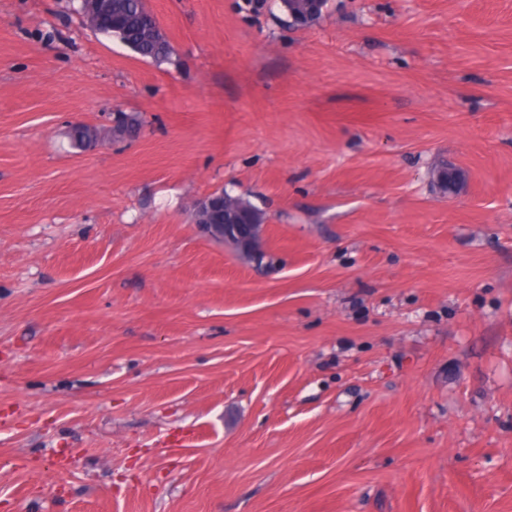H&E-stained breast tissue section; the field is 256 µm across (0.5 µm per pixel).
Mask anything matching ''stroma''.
<instances>
[{
  "label": "stroma",
  "instance_id": "obj_1",
  "mask_svg": "<svg viewBox=\"0 0 512 512\" xmlns=\"http://www.w3.org/2000/svg\"><path fill=\"white\" fill-rule=\"evenodd\" d=\"M147 6L0 0V512H512V0ZM107 4V10L112 15H117L127 19H138L149 10L146 8L145 0H104ZM96 31L127 46L142 59L156 63L168 62L172 59L173 49L161 32L132 35L130 30L112 25V21L102 25ZM143 127L140 116L134 113L116 112L112 121L111 136L113 142L135 138ZM70 127L68 138L72 147L84 151L93 149L100 143L101 133L97 127L84 125ZM228 197L233 199L235 206L255 210L261 220V224L258 223L256 216L251 211L236 209V207L230 203L229 199L224 196L222 190L208 193L199 198L194 209L198 212L205 213L206 217L211 220H218L224 215L223 226L231 230L238 239H241L243 242L257 241L263 234L264 224H262V222L266 220L265 211L246 196L233 195L228 191ZM224 227L218 228L217 232L213 234L212 240L229 245L243 262L252 264L253 252H257L259 255L265 253L269 254L265 249L263 238L251 248H246L233 234H224ZM271 262L272 257L270 258V263Z\"/></svg>",
  "mask_w": 512,
  "mask_h": 512
}]
</instances>
